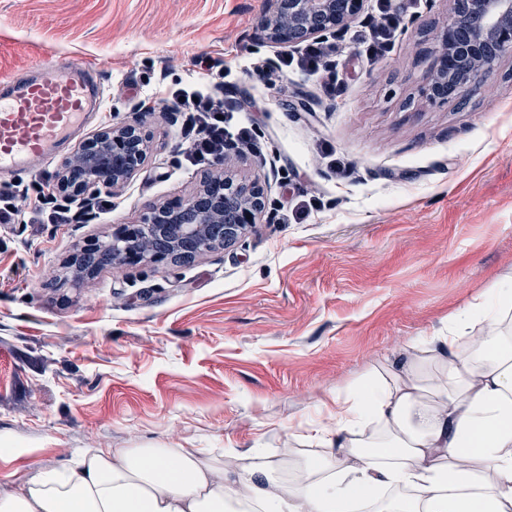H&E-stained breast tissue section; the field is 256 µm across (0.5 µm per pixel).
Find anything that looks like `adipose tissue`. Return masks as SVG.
Wrapping results in <instances>:
<instances>
[{
  "mask_svg": "<svg viewBox=\"0 0 512 512\" xmlns=\"http://www.w3.org/2000/svg\"><path fill=\"white\" fill-rule=\"evenodd\" d=\"M498 310L472 304L485 329L436 337L429 364L380 378L314 430L323 461L285 483L278 465L211 464L187 448L88 449L75 466L32 474L0 494V512H512V334ZM359 473L336 496L337 470ZM410 497H377L381 488Z\"/></svg>",
  "mask_w": 512,
  "mask_h": 512,
  "instance_id": "obj_1",
  "label": "adipose tissue"
}]
</instances>
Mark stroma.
Wrapping results in <instances>:
<instances>
[{"instance_id": "obj_1", "label": "stroma", "mask_w": 512, "mask_h": 512, "mask_svg": "<svg viewBox=\"0 0 512 512\" xmlns=\"http://www.w3.org/2000/svg\"><path fill=\"white\" fill-rule=\"evenodd\" d=\"M393 49L336 37L323 75L256 66L264 0H0V81L92 63L101 112L81 136L142 117L153 149L83 224H0V492L96 448H193L215 462L322 454L298 438L431 336L480 329L469 305L512 290V54L467 104L419 100L451 0H386ZM224 67L253 129L228 148L261 172L266 209L235 246L180 265L103 268L72 287L63 261L115 224L187 196L186 113L168 90Z\"/></svg>"}]
</instances>
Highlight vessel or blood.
Wrapping results in <instances>:
<instances>
[{
    "mask_svg": "<svg viewBox=\"0 0 512 512\" xmlns=\"http://www.w3.org/2000/svg\"><path fill=\"white\" fill-rule=\"evenodd\" d=\"M97 66L61 63L0 88V175L30 171L100 110Z\"/></svg>",
    "mask_w": 512,
    "mask_h": 512,
    "instance_id": "vessel-or-blood-1",
    "label": "vessel or blood"
}]
</instances>
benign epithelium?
I'll use <instances>...</instances> for the list:
<instances>
[{
	"label": "benign epithelium",
	"mask_w": 512,
	"mask_h": 512,
	"mask_svg": "<svg viewBox=\"0 0 512 512\" xmlns=\"http://www.w3.org/2000/svg\"><path fill=\"white\" fill-rule=\"evenodd\" d=\"M448 22L433 48V69L420 96L429 105L471 96L477 82L491 76L512 53V0H452ZM362 0H266L260 37L266 43L293 44L341 34L358 16ZM152 148L140 123H116L81 141L60 164L56 189L83 202L102 185L124 186ZM265 209V188L258 178L239 180L216 163L186 197L153 206L137 224H114L104 235L73 253L66 276L79 285L99 269L83 264L95 253L113 267L189 262L206 252L235 245ZM158 242L146 250L140 242Z\"/></svg>",
	"instance_id": "1"
}]
</instances>
